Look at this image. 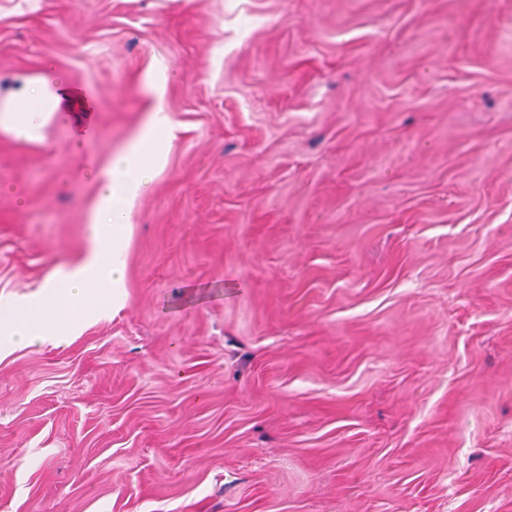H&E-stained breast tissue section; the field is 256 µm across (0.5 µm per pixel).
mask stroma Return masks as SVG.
<instances>
[{"label": "stroma", "mask_w": 512, "mask_h": 512, "mask_svg": "<svg viewBox=\"0 0 512 512\" xmlns=\"http://www.w3.org/2000/svg\"><path fill=\"white\" fill-rule=\"evenodd\" d=\"M0 300L133 198L125 304L0 353V512H512V0H0ZM80 95L73 89L57 86L50 90L42 83L26 82L15 88L6 99L11 112L0 113V127L15 136L34 139L41 122L58 111L64 98L76 99ZM24 109L27 112H15Z\"/></svg>", "instance_id": "1"}]
</instances>
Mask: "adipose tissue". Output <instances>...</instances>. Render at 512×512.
<instances>
[{
    "mask_svg": "<svg viewBox=\"0 0 512 512\" xmlns=\"http://www.w3.org/2000/svg\"><path fill=\"white\" fill-rule=\"evenodd\" d=\"M75 90L26 82L7 98L0 127L24 139L36 138L41 122L58 111ZM175 138L167 113H149L128 146L116 154L102 174L97 206L88 218L90 249L78 264L62 268L27 301L0 304V335L20 345L48 340L67 341L79 335L85 321L103 315L107 304H120L125 287L129 201L148 175L165 163Z\"/></svg>",
    "mask_w": 512,
    "mask_h": 512,
    "instance_id": "adipose-tissue-1",
    "label": "adipose tissue"
}]
</instances>
